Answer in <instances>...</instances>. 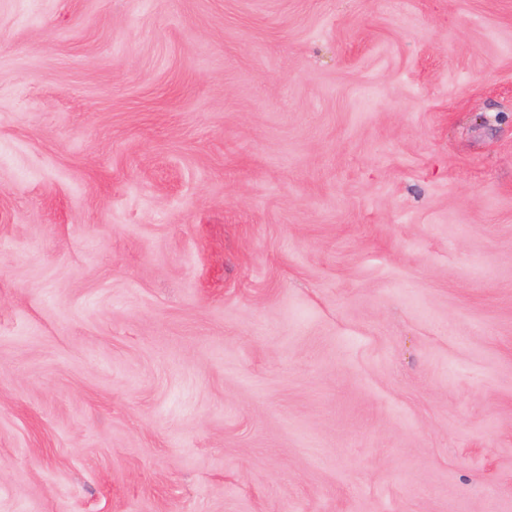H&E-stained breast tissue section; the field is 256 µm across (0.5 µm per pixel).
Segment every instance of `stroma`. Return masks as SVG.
Returning <instances> with one entry per match:
<instances>
[{"label": "stroma", "instance_id": "1", "mask_svg": "<svg viewBox=\"0 0 512 512\" xmlns=\"http://www.w3.org/2000/svg\"><path fill=\"white\" fill-rule=\"evenodd\" d=\"M0 512H512V0H0Z\"/></svg>", "mask_w": 512, "mask_h": 512}]
</instances>
